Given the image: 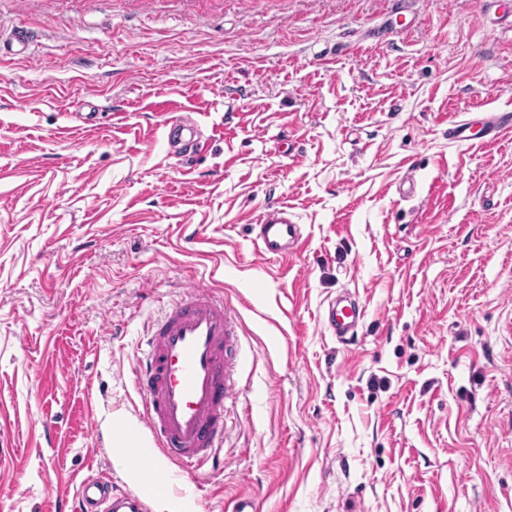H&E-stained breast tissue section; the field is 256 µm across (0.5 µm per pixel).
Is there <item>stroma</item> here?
I'll use <instances>...</instances> for the list:
<instances>
[{
  "instance_id": "35a3bbf8",
  "label": "stroma",
  "mask_w": 512,
  "mask_h": 512,
  "mask_svg": "<svg viewBox=\"0 0 512 512\" xmlns=\"http://www.w3.org/2000/svg\"><path fill=\"white\" fill-rule=\"evenodd\" d=\"M0 512L138 478L113 427L182 287L250 352L224 466L151 512H512V0H0ZM191 110L192 158L164 136ZM415 169L413 191L396 183ZM287 205L302 238L260 258ZM355 294L358 334L323 327ZM511 130L512 116L510 118L509 111H505L493 113L476 132H473L472 124L468 121L455 123L448 129V136L456 141L494 142ZM287 214L288 207L279 203L269 206L255 220L254 243L261 258H283L288 254L290 245L301 239L299 224H293L285 216Z\"/></svg>"
}]
</instances>
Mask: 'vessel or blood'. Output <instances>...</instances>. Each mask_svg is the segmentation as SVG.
Returning a JSON list of instances; mask_svg holds the SVG:
<instances>
[{
    "label": "vessel or blood",
    "instance_id": "1",
    "mask_svg": "<svg viewBox=\"0 0 512 512\" xmlns=\"http://www.w3.org/2000/svg\"><path fill=\"white\" fill-rule=\"evenodd\" d=\"M168 143L195 151L200 132L187 117L170 114L163 124ZM512 131V113L492 114L480 129L470 122L453 124L448 135L456 141L493 142ZM283 204L269 206L254 224L256 252L281 258L301 238L299 225L287 217ZM362 311L358 307L328 311V329L337 340H350ZM244 332L238 312L223 296L199 285L171 303L155 320L132 370L143 396L138 414L150 436L149 444H124L121 453L135 471H156V488L171 490L160 473L170 462L188 473L218 466L224 447L229 404L239 396V356ZM73 512H150L147 498L129 491L114 492L99 476L83 478L72 503Z\"/></svg>",
    "mask_w": 512,
    "mask_h": 512
}]
</instances>
